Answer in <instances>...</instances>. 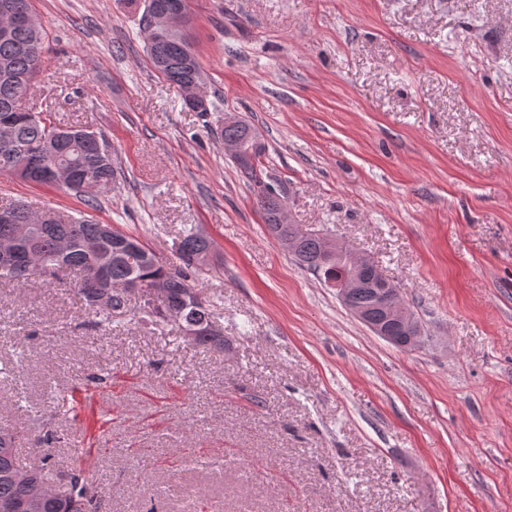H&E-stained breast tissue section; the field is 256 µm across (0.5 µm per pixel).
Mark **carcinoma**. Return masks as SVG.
<instances>
[{"label": "carcinoma", "mask_w": 512, "mask_h": 512, "mask_svg": "<svg viewBox=\"0 0 512 512\" xmlns=\"http://www.w3.org/2000/svg\"><path fill=\"white\" fill-rule=\"evenodd\" d=\"M4 1L14 23L8 32L0 31V68L5 66L9 70L7 75L0 74V124L7 123L10 127L9 140L0 139V172L20 165L38 174L43 171L42 152L50 148L59 166L68 169L76 182L92 184L91 189L79 192L92 206L112 188L115 179L112 153L101 136H88L82 128L75 129L74 139L55 144L52 134L57 124L50 115H17L15 106L29 93L25 78L35 77L40 70L46 32L27 23L32 14L30 0H0V3ZM149 60L166 81L181 90L188 85L193 69L199 66L190 44L178 45L170 40L155 42ZM266 152L267 145L263 143L256 164L236 163L239 171L253 183L265 224L279 243L292 244L291 254L300 266L326 281L335 278L345 265L324 248L322 235L303 233L297 225L282 220L283 191L259 176ZM13 208L16 221L0 224V244L13 238L19 227L29 226L42 263L23 259L8 270L0 269V279L6 278L20 286L45 274L58 279L72 275L76 277L79 298L97 316L93 324L98 328L110 325L112 313L129 309L134 298L129 285L135 280L148 286L157 284L162 290L156 299L144 300L143 308L163 322L177 320L181 311L192 305L193 277L210 266L208 253L212 252L213 242L197 228L183 231L176 261L167 262L140 238L119 229L115 240L103 239V225L83 216L54 209L37 212L22 202L13 204ZM63 236L71 241V247L60 257L57 241ZM99 277L110 285L106 301L100 304L93 301L98 289L90 287L92 279ZM359 277L363 287L351 294L352 304L363 308L370 322L383 327L391 337L390 344L401 347L406 343L407 332L381 306L375 262L361 266ZM16 438L14 430L0 426V512L19 507L31 495L43 498L42 512H101L102 490L86 481L76 469L68 474L64 490L49 492L47 465L41 460L21 464Z\"/></svg>", "instance_id": "obj_1"}]
</instances>
